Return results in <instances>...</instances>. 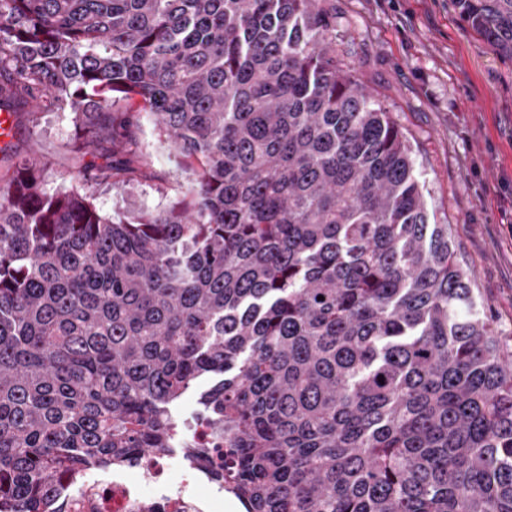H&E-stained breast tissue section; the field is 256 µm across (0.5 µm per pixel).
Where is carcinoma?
<instances>
[{
  "mask_svg": "<svg viewBox=\"0 0 512 512\" xmlns=\"http://www.w3.org/2000/svg\"><path fill=\"white\" fill-rule=\"evenodd\" d=\"M456 2L512 59V0ZM320 3L0 0V112L76 130L64 192L0 148V512L169 447L206 376L246 512H512V347ZM143 118L190 184L106 216Z\"/></svg>",
  "mask_w": 512,
  "mask_h": 512,
  "instance_id": "carcinoma-1",
  "label": "carcinoma"
}]
</instances>
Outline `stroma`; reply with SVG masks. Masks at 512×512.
<instances>
[{
  "instance_id": "35a3bbf8",
  "label": "stroma",
  "mask_w": 512,
  "mask_h": 512,
  "mask_svg": "<svg viewBox=\"0 0 512 512\" xmlns=\"http://www.w3.org/2000/svg\"><path fill=\"white\" fill-rule=\"evenodd\" d=\"M336 19V58L391 112L413 147L428 208L448 225L477 301L512 341V61L495 55L464 23L454 0H326ZM67 111L38 115L19 152L43 158L48 191L70 189ZM135 135L148 164L126 188L92 185L106 215L119 208H170L186 176L148 122Z\"/></svg>"
}]
</instances>
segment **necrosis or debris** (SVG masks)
Segmentation results:
<instances>
[{"label":"necrosis or debris","instance_id":"1","mask_svg":"<svg viewBox=\"0 0 512 512\" xmlns=\"http://www.w3.org/2000/svg\"><path fill=\"white\" fill-rule=\"evenodd\" d=\"M178 448H206L210 460L183 463L168 452L150 450L112 468L84 473L63 502L64 512H223L224 435L205 415L176 423Z\"/></svg>","mask_w":512,"mask_h":512}]
</instances>
